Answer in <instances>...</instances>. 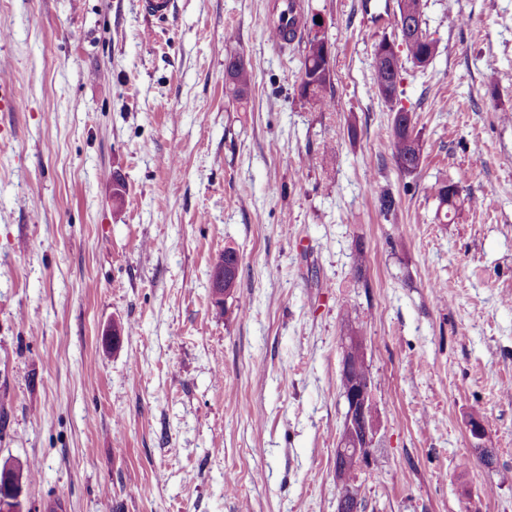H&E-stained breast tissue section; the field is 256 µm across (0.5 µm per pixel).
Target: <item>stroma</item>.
<instances>
[{"label":"stroma","instance_id":"1","mask_svg":"<svg viewBox=\"0 0 512 512\" xmlns=\"http://www.w3.org/2000/svg\"><path fill=\"white\" fill-rule=\"evenodd\" d=\"M364 2L302 0L282 49L278 0H175L163 22L141 0H0V463L36 466L26 512H337L347 317L380 423L366 512H512V0H424L409 176L373 89L396 19ZM313 37L331 110L298 94ZM234 60L235 59H230L226 64V77L230 78L231 76L227 83L232 87L231 90L234 96L238 99H241L244 97L248 88L252 84L253 71L249 63L245 62L243 57H240L235 62H233L230 67V62ZM415 131L414 123L406 124L403 123L394 115L391 125L387 131V142L391 149L392 157L395 160L398 168L406 174H412L419 168L423 158V142L419 135V132L415 131L414 140L418 143V151L412 149L409 145L410 135ZM411 132V133H410ZM410 154V158L407 159L410 162V169L405 170L400 159L406 158ZM233 253L236 252L231 249H224V252L217 254L213 259V261L216 262V264L219 263L220 261H223L224 259V264L222 266L212 267L213 292L219 300L224 297V289L227 290L228 292L232 288H235L236 286L238 268L234 280L227 281L224 286L225 275H231V273L234 272L236 269V264L229 266L228 270L224 269V265H226V263L230 261V256Z\"/></svg>","mask_w":512,"mask_h":512}]
</instances>
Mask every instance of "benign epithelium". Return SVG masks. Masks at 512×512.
I'll return each instance as SVG.
<instances>
[{"label":"benign epithelium","instance_id":"obj_1","mask_svg":"<svg viewBox=\"0 0 512 512\" xmlns=\"http://www.w3.org/2000/svg\"><path fill=\"white\" fill-rule=\"evenodd\" d=\"M376 61L388 66L396 73L399 70V55L396 44L390 38L381 39L375 47ZM236 266L212 268V286L215 296L224 297L225 276L231 274ZM359 348L358 357L351 359L348 352L351 348ZM342 373L350 378L343 387L342 394L346 400L347 410L341 432L336 441L335 458L351 456L358 461L360 467H367L372 456L379 424L375 414L372 396V379L366 364L364 339L359 336L342 338Z\"/></svg>","mask_w":512,"mask_h":512}]
</instances>
